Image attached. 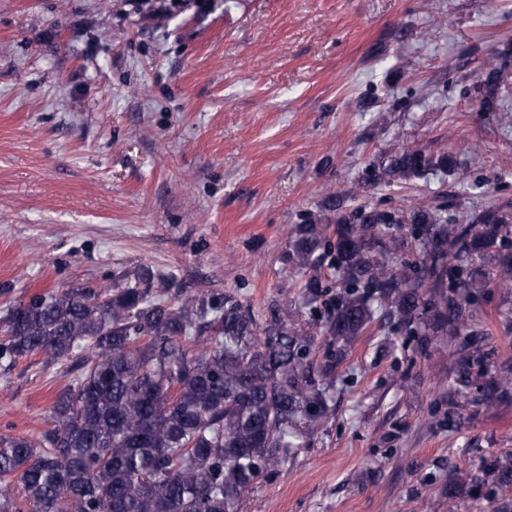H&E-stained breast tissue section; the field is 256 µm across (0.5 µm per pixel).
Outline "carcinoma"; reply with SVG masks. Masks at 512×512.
I'll list each match as a JSON object with an SVG mask.
<instances>
[{
    "mask_svg": "<svg viewBox=\"0 0 512 512\" xmlns=\"http://www.w3.org/2000/svg\"><path fill=\"white\" fill-rule=\"evenodd\" d=\"M504 49L482 69L478 110L509 111L512 79ZM466 180L454 153L397 138L365 164L360 187L401 185L438 173ZM454 202L407 210L353 206L330 193L287 237L298 272L331 257L339 291L321 279L301 287L307 304L328 307L323 335L337 346L318 362V333L270 311L262 328L243 305L200 293L168 301L151 288L114 281L20 300L0 317V364L36 356L72 383L53 399L38 437L0 434V512H237L242 495L297 448L301 429L327 417L336 353L376 316L395 331L429 323L464 337L459 384H470L485 335L466 309L493 288L512 290V211L486 206L460 221ZM412 229L419 252L404 258ZM512 390V359L472 403ZM484 483L512 484V456Z\"/></svg>",
    "mask_w": 512,
    "mask_h": 512,
    "instance_id": "cac0c4a2",
    "label": "carcinoma"
}]
</instances>
